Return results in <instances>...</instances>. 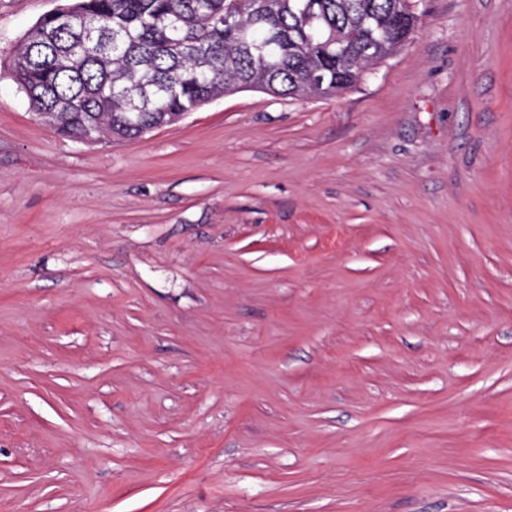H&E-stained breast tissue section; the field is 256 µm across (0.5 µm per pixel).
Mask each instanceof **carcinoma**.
<instances>
[{"mask_svg": "<svg viewBox=\"0 0 512 512\" xmlns=\"http://www.w3.org/2000/svg\"><path fill=\"white\" fill-rule=\"evenodd\" d=\"M417 27L407 0H73L25 32L9 74L59 134L135 142L241 90L338 96Z\"/></svg>", "mask_w": 512, "mask_h": 512, "instance_id": "obj_1", "label": "carcinoma"}]
</instances>
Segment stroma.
Segmentation results:
<instances>
[{
    "label": "stroma",
    "mask_w": 512,
    "mask_h": 512,
    "mask_svg": "<svg viewBox=\"0 0 512 512\" xmlns=\"http://www.w3.org/2000/svg\"><path fill=\"white\" fill-rule=\"evenodd\" d=\"M0 0V512H512V0L333 98L61 138Z\"/></svg>",
    "instance_id": "stroma-1"
}]
</instances>
